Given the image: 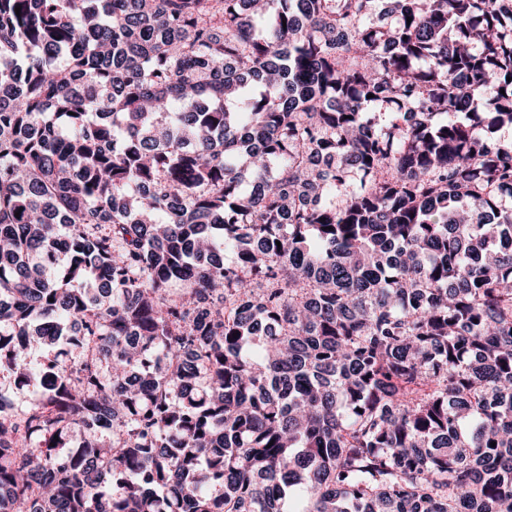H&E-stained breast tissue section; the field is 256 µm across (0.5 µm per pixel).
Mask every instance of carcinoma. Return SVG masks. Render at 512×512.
Masks as SVG:
<instances>
[{
    "mask_svg": "<svg viewBox=\"0 0 512 512\" xmlns=\"http://www.w3.org/2000/svg\"><path fill=\"white\" fill-rule=\"evenodd\" d=\"M511 129L500 0H0V512H512ZM12 413L20 414L28 409L38 398L32 387L9 386L4 394Z\"/></svg>",
    "mask_w": 512,
    "mask_h": 512,
    "instance_id": "cac0c4a2",
    "label": "carcinoma"
}]
</instances>
